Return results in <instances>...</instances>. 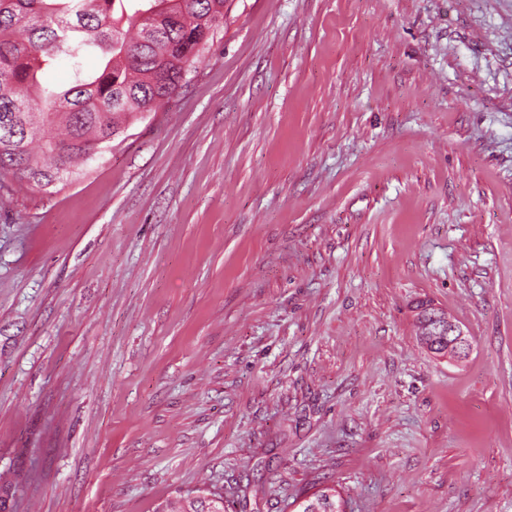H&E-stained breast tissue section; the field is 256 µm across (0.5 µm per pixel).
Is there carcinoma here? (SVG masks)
Wrapping results in <instances>:
<instances>
[{
	"label": "carcinoma",
	"mask_w": 512,
	"mask_h": 512,
	"mask_svg": "<svg viewBox=\"0 0 512 512\" xmlns=\"http://www.w3.org/2000/svg\"><path fill=\"white\" fill-rule=\"evenodd\" d=\"M227 0H0V181L38 190L65 183L101 154L130 120L160 108L224 30ZM71 83L38 78L58 58ZM448 313L416 304L425 348L448 355ZM160 512H225L206 494ZM300 512H345L334 488Z\"/></svg>",
	"instance_id": "1"
}]
</instances>
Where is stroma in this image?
Instances as JSON below:
<instances>
[{
  "mask_svg": "<svg viewBox=\"0 0 512 512\" xmlns=\"http://www.w3.org/2000/svg\"><path fill=\"white\" fill-rule=\"evenodd\" d=\"M432 300L469 355L434 357ZM512 512V0H227L79 179L0 183L10 512ZM416 322L419 341L423 347L435 356L448 355V332L456 334L454 321L448 317V313L436 308L430 301H420L416 304ZM448 317V322L445 319ZM421 336H429L431 343L424 344ZM336 489L326 488L300 504L299 512H344L345 501ZM337 497V499H336ZM214 495V498H206V495ZM209 494H191L188 493L184 496L187 500L184 504L179 503L180 505L176 506L170 503L166 505V509L159 510L158 512H172V511H180V512H226L224 504H222L217 499H222V494L219 493H209ZM217 495V496H215Z\"/></svg>",
  "mask_w": 512,
  "mask_h": 512,
  "instance_id": "1",
  "label": "stroma"
}]
</instances>
